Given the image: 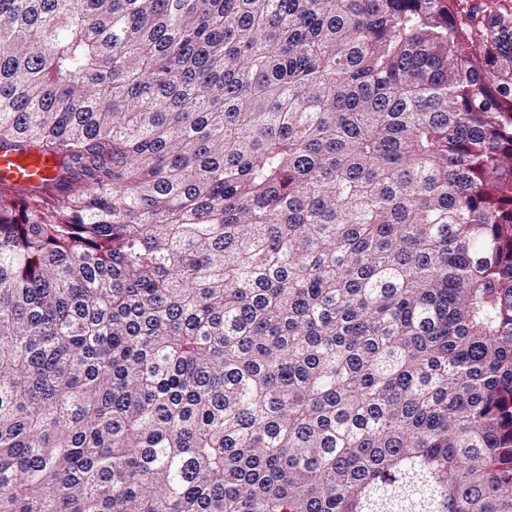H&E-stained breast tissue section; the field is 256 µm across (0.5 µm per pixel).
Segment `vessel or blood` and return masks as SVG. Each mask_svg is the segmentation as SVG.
Masks as SVG:
<instances>
[{
  "instance_id": "b4317fda",
  "label": "vessel or blood",
  "mask_w": 512,
  "mask_h": 512,
  "mask_svg": "<svg viewBox=\"0 0 512 512\" xmlns=\"http://www.w3.org/2000/svg\"><path fill=\"white\" fill-rule=\"evenodd\" d=\"M57 160L35 151L18 153L0 147V189L10 192L41 191L53 183Z\"/></svg>"
}]
</instances>
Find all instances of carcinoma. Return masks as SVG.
Segmentation results:
<instances>
[{
	"instance_id": "cac0c4a2",
	"label": "carcinoma",
	"mask_w": 512,
	"mask_h": 512,
	"mask_svg": "<svg viewBox=\"0 0 512 512\" xmlns=\"http://www.w3.org/2000/svg\"><path fill=\"white\" fill-rule=\"evenodd\" d=\"M0 512H512V0H0ZM59 171L58 161L36 151L18 153L0 146V189L31 193L53 183Z\"/></svg>"
}]
</instances>
